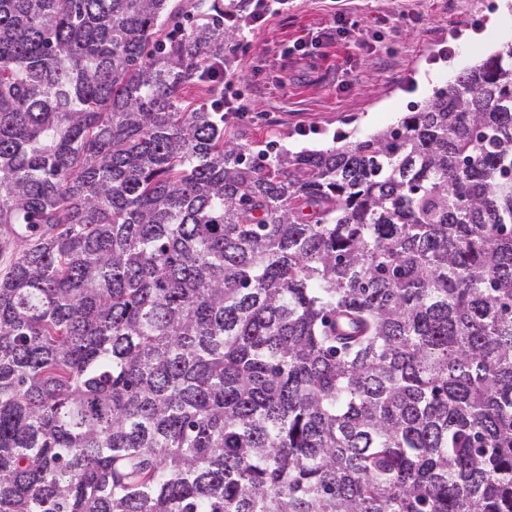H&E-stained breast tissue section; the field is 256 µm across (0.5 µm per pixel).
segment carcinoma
<instances>
[{
	"label": "carcinoma",
	"mask_w": 512,
	"mask_h": 512,
	"mask_svg": "<svg viewBox=\"0 0 512 512\" xmlns=\"http://www.w3.org/2000/svg\"><path fill=\"white\" fill-rule=\"evenodd\" d=\"M245 8L0 0V512H512V41L260 164Z\"/></svg>",
	"instance_id": "1"
}]
</instances>
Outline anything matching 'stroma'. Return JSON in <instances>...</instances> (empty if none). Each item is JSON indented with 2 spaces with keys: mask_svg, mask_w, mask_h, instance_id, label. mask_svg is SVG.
Segmentation results:
<instances>
[{
  "mask_svg": "<svg viewBox=\"0 0 512 512\" xmlns=\"http://www.w3.org/2000/svg\"><path fill=\"white\" fill-rule=\"evenodd\" d=\"M339 14L362 31V47L329 40ZM510 39L512 0H288L232 58L258 118L226 134L273 157L337 146L416 110ZM447 45L454 54L444 60Z\"/></svg>",
  "mask_w": 512,
  "mask_h": 512,
  "instance_id": "stroma-1",
  "label": "stroma"
}]
</instances>
